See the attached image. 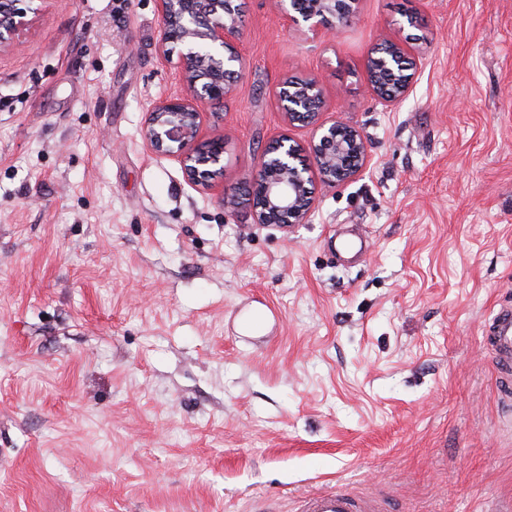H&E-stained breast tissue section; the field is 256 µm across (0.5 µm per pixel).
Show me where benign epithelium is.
Here are the masks:
<instances>
[{
  "label": "benign epithelium",
  "instance_id": "1",
  "mask_svg": "<svg viewBox=\"0 0 512 512\" xmlns=\"http://www.w3.org/2000/svg\"><path fill=\"white\" fill-rule=\"evenodd\" d=\"M35 0H0V52L21 46L19 32L30 24ZM292 11L278 0V10L297 24L309 23L312 35L335 34L348 25L354 9L349 0H292ZM162 25L158 51L180 45L187 91L156 102L148 113L141 136L155 153L177 161L187 176L205 192L224 189L223 142L200 147L199 136L204 107L224 103L238 77L235 64L241 63L234 43L242 36L237 0H160ZM229 56H224V52ZM392 56L370 51L367 70L374 94L391 103L409 91L411 77L402 79L396 90L379 89L381 72H394L406 59L403 48L391 45ZM281 109L291 123L313 127L308 147L312 163H307L303 147L286 135L273 141L258 159L250 186L253 217L257 224H301L313 205L312 176L315 169L327 182L355 177L367 163L362 135L344 123L326 127L318 123L324 106L321 81L316 77L285 78L278 92Z\"/></svg>",
  "mask_w": 512,
  "mask_h": 512
}]
</instances>
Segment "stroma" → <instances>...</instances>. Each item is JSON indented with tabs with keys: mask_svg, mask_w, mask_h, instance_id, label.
<instances>
[{
	"mask_svg": "<svg viewBox=\"0 0 512 512\" xmlns=\"http://www.w3.org/2000/svg\"><path fill=\"white\" fill-rule=\"evenodd\" d=\"M241 74L207 108L224 191L141 137L183 93L158 0H44L0 53V512H295L344 487L389 512L512 497V417L482 329L512 304V0H357L314 38L243 0ZM401 44L387 103L367 56ZM324 87L363 136L305 223L258 224L261 149L301 146L277 92ZM234 205L224 206L221 196ZM363 254L331 249L341 228ZM262 310L264 329L239 331ZM389 45L391 46L390 50L392 52V56L390 57H379L378 50L380 48L378 47L370 51L367 58V70L372 92L385 102L391 103L402 99L408 93L410 88L411 75L403 78L401 83L397 85L395 91L385 92V88L383 91L379 89V84L376 83V79L379 73H393L398 63L404 59H407L403 48L396 44Z\"/></svg>",
	"mask_w": 512,
	"mask_h": 512,
	"instance_id": "35a3bbf8",
	"label": "stroma"
}]
</instances>
